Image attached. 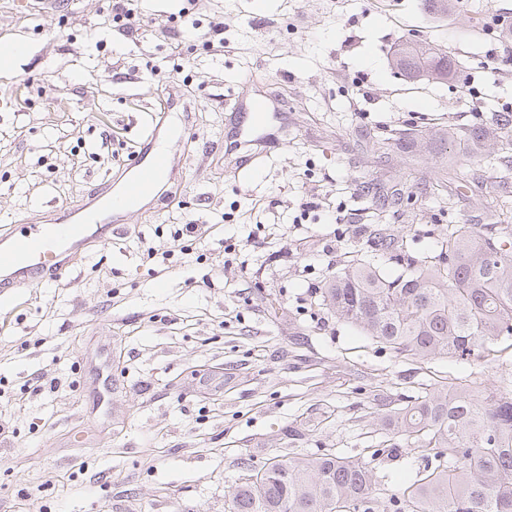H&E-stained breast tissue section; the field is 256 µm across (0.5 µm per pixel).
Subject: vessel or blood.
Here are the masks:
<instances>
[{"instance_id":"b4317fda","label":"vessel or blood","mask_w":512,"mask_h":512,"mask_svg":"<svg viewBox=\"0 0 512 512\" xmlns=\"http://www.w3.org/2000/svg\"><path fill=\"white\" fill-rule=\"evenodd\" d=\"M234 109L235 132L224 141L229 155L264 144L267 123L288 122L279 101L263 93L236 102ZM167 117V111L152 112L149 134L133 149L112 190L59 210L53 223L17 226L0 234V295L66 277L91 242L111 241L112 226L124 210L158 193L180 143Z\"/></svg>"}]
</instances>
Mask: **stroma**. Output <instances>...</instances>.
Masks as SVG:
<instances>
[{"instance_id":"35a3bbf8","label":"stroma","mask_w":512,"mask_h":512,"mask_svg":"<svg viewBox=\"0 0 512 512\" xmlns=\"http://www.w3.org/2000/svg\"><path fill=\"white\" fill-rule=\"evenodd\" d=\"M138 30L90 36L109 0L45 11L0 0V42L25 37L0 73V228L100 190L176 90L185 174L174 204L150 198L94 244L69 279L20 289L0 309V512H224L240 461L330 449L365 455L377 399L463 377L512 388V348L465 363L396 357L322 305L321 290L374 230L432 250L451 224H483L512 193V141L458 152L512 103V0H140ZM224 45H207L215 23ZM447 52L441 82L391 64L407 39ZM500 69L493 77L487 61ZM284 104L254 173L224 153L241 91ZM457 170V182L439 183ZM407 185L371 203L360 184ZM200 234L188 251L174 236ZM108 419L93 423L100 363ZM58 379L34 391L37 376ZM298 430V440L287 438Z\"/></svg>"}]
</instances>
